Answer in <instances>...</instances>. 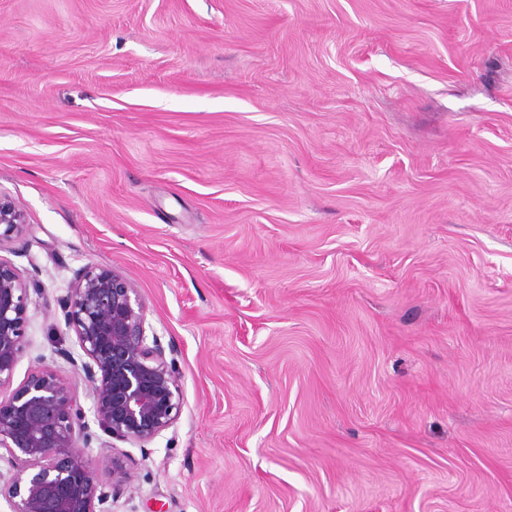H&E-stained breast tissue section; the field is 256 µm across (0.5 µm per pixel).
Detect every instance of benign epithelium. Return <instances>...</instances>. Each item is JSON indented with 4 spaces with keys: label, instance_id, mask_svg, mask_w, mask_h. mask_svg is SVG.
Returning a JSON list of instances; mask_svg holds the SVG:
<instances>
[{
    "label": "benign epithelium",
    "instance_id": "7a95c632",
    "mask_svg": "<svg viewBox=\"0 0 512 512\" xmlns=\"http://www.w3.org/2000/svg\"><path fill=\"white\" fill-rule=\"evenodd\" d=\"M26 224L24 211L0 193V246ZM30 288L0 260V388L10 383L23 350ZM85 357L93 416L105 433L140 445L178 418L182 398L175 359L147 334L146 304L135 284L108 267L77 273L63 304ZM92 435L67 377L37 369L19 389L0 395V448L14 474L0 484L12 512H111L99 465L85 451Z\"/></svg>",
    "mask_w": 512,
    "mask_h": 512
}]
</instances>
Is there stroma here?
Listing matches in <instances>:
<instances>
[{"label":"stroma","instance_id":"stroma-1","mask_svg":"<svg viewBox=\"0 0 512 512\" xmlns=\"http://www.w3.org/2000/svg\"><path fill=\"white\" fill-rule=\"evenodd\" d=\"M0 192L12 387L89 266L177 362L112 512H512V0H0ZM24 224V211L9 196L0 193V249L22 231Z\"/></svg>","mask_w":512,"mask_h":512}]
</instances>
